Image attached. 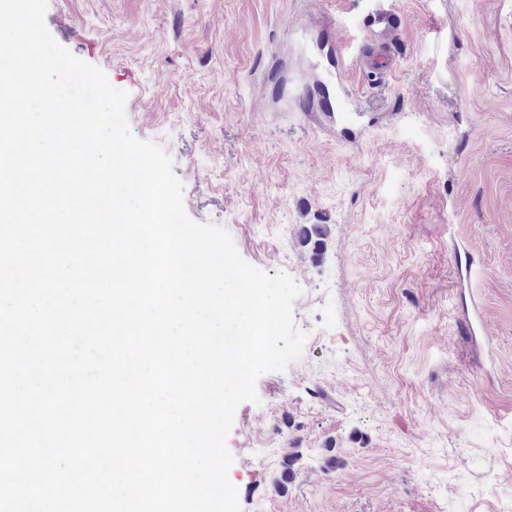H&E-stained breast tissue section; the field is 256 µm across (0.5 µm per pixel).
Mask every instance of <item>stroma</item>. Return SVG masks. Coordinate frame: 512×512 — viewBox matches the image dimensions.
<instances>
[{
    "instance_id": "1",
    "label": "stroma",
    "mask_w": 512,
    "mask_h": 512,
    "mask_svg": "<svg viewBox=\"0 0 512 512\" xmlns=\"http://www.w3.org/2000/svg\"><path fill=\"white\" fill-rule=\"evenodd\" d=\"M392 2L396 72L351 70L374 121L348 142L284 111L277 79L306 87L322 15L354 60L377 0H48L55 41L173 158L190 219L302 289L301 356L226 438L241 512L512 502V0Z\"/></svg>"
}]
</instances>
